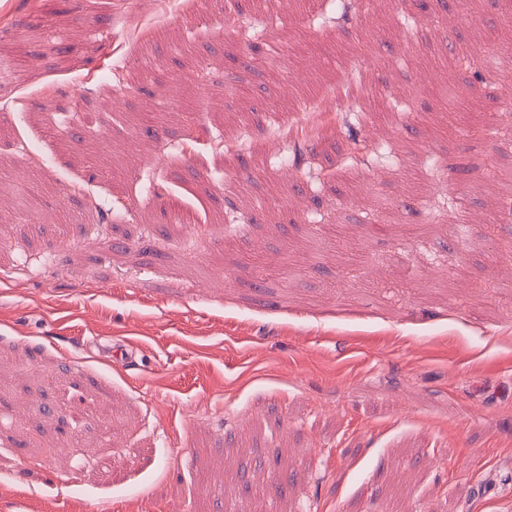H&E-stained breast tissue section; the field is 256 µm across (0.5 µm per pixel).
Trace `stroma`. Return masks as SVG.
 Listing matches in <instances>:
<instances>
[{
  "instance_id": "stroma-1",
  "label": "stroma",
  "mask_w": 512,
  "mask_h": 512,
  "mask_svg": "<svg viewBox=\"0 0 512 512\" xmlns=\"http://www.w3.org/2000/svg\"><path fill=\"white\" fill-rule=\"evenodd\" d=\"M336 3L0 0V512H512V111L444 94L512 13Z\"/></svg>"
}]
</instances>
